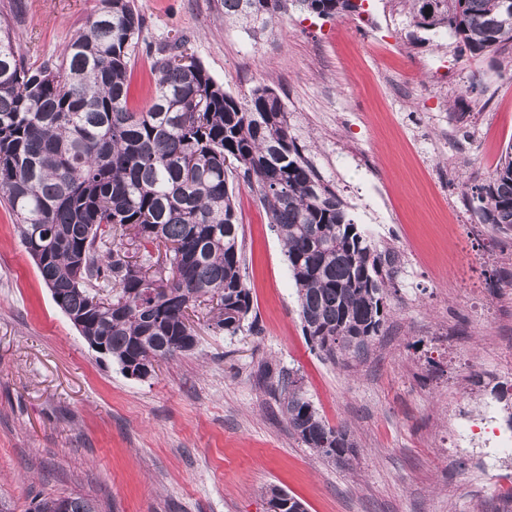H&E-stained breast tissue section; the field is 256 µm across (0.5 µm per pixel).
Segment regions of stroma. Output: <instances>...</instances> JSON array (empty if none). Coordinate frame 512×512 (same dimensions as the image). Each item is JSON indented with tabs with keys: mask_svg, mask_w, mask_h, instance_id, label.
<instances>
[{
	"mask_svg": "<svg viewBox=\"0 0 512 512\" xmlns=\"http://www.w3.org/2000/svg\"><path fill=\"white\" fill-rule=\"evenodd\" d=\"M144 19L132 107L149 101L158 44L186 40L248 101L261 83L349 217L396 256L388 315L367 350L337 361L302 331L283 245L256 191L235 181L253 329L195 319L197 344L154 377L126 376L59 309L0 205V498L27 512L82 495L100 512H269L276 486L307 512H512V233L468 195L512 143V49L496 61L413 24L405 0L320 18L291 11L252 38L219 0H134ZM99 0H0L25 59L62 56ZM356 445L352 470L288 427L264 368ZM475 434L466 448L458 429Z\"/></svg>",
	"mask_w": 512,
	"mask_h": 512,
	"instance_id": "35a3bbf8",
	"label": "stroma"
}]
</instances>
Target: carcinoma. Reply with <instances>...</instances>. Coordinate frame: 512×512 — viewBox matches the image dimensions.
<instances>
[{
  "label": "carcinoma",
  "instance_id": "obj_1",
  "mask_svg": "<svg viewBox=\"0 0 512 512\" xmlns=\"http://www.w3.org/2000/svg\"><path fill=\"white\" fill-rule=\"evenodd\" d=\"M413 24L449 31L472 54L512 47L504 0H407ZM224 19L255 32L288 7L332 18L353 0H220ZM144 20L132 0H101L62 58L38 66L0 16V201L60 310L121 367H154L189 352V310L211 306L235 335L250 312L234 176L256 189L276 227L308 340L326 358L356 353L386 318L394 254L349 218L292 134L279 94L260 84L242 104L188 53L156 47L147 106L130 107L128 70ZM480 223L512 232V144L472 187ZM283 413L303 445L344 467L355 444L329 425L291 373ZM272 512H306L269 488ZM30 512H98L82 496L45 497Z\"/></svg>",
  "mask_w": 512,
  "mask_h": 512
}]
</instances>
